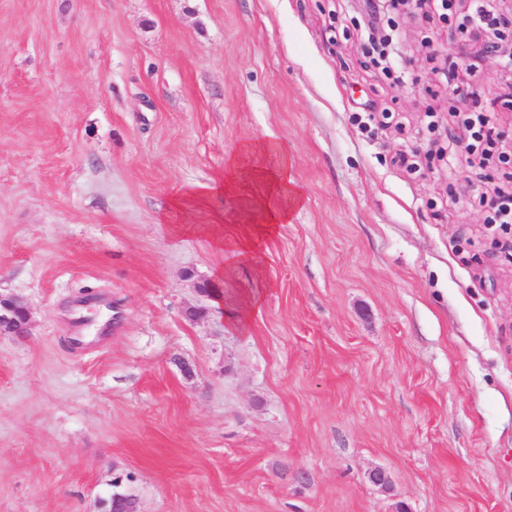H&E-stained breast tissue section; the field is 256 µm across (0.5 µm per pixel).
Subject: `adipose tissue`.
I'll use <instances>...</instances> for the list:
<instances>
[{
  "instance_id": "1",
  "label": "adipose tissue",
  "mask_w": 512,
  "mask_h": 512,
  "mask_svg": "<svg viewBox=\"0 0 512 512\" xmlns=\"http://www.w3.org/2000/svg\"><path fill=\"white\" fill-rule=\"evenodd\" d=\"M260 186L261 192L254 205L259 213L258 220L243 224H225L221 212L210 210L214 197L234 194L245 184ZM289 200L290 206H300L302 196L294 190L287 158L275 142L259 146L247 145L225 165L224 175L210 184H201L176 192L169 201L172 211L184 214H202L214 246L223 252L226 263L224 272H231L238 262L250 260L259 262L261 244L274 234L280 224L288 220L287 208L270 205V198Z\"/></svg>"
}]
</instances>
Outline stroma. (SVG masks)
Returning a JSON list of instances; mask_svg holds the SVG:
<instances>
[{"label": "stroma", "mask_w": 512, "mask_h": 512, "mask_svg": "<svg viewBox=\"0 0 512 512\" xmlns=\"http://www.w3.org/2000/svg\"><path fill=\"white\" fill-rule=\"evenodd\" d=\"M394 19L401 84L337 0H0V512H512L503 171L438 158L500 67L461 98V33ZM266 140L305 202L214 279L169 200ZM488 208L484 224H512V194L498 193L490 200ZM30 319V308L24 298L0 293V336H26Z\"/></svg>", "instance_id": "obj_1"}]
</instances>
